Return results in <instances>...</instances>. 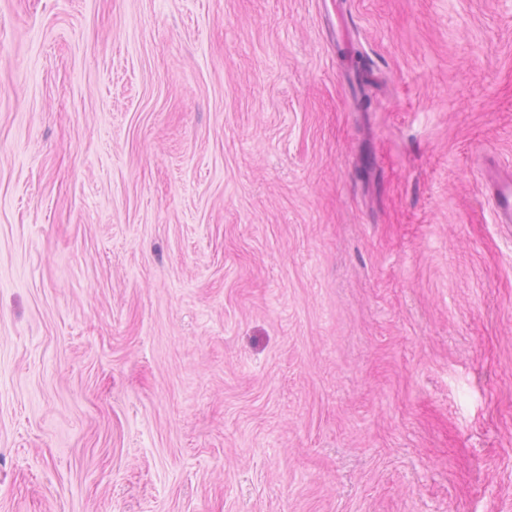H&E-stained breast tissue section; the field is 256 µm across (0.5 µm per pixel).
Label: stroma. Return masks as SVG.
Listing matches in <instances>:
<instances>
[{"label": "stroma", "instance_id": "35a3bbf8", "mask_svg": "<svg viewBox=\"0 0 512 512\" xmlns=\"http://www.w3.org/2000/svg\"><path fill=\"white\" fill-rule=\"evenodd\" d=\"M335 6L0 0V512H512V0ZM494 217L498 224L512 223V180L510 175L491 180Z\"/></svg>", "mask_w": 512, "mask_h": 512}]
</instances>
